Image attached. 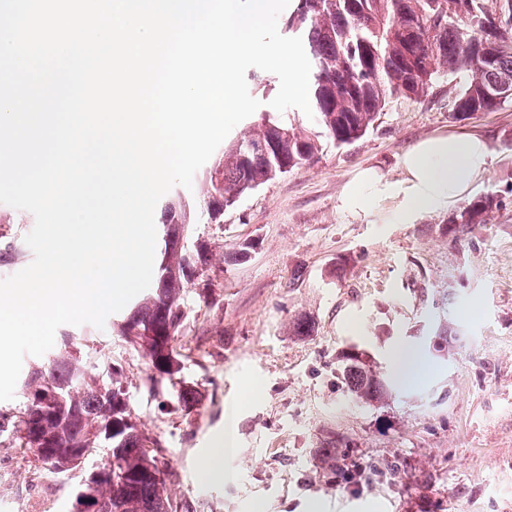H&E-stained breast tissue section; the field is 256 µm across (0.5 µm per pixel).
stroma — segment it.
<instances>
[{
    "label": "stroma",
    "instance_id": "stroma-1",
    "mask_svg": "<svg viewBox=\"0 0 512 512\" xmlns=\"http://www.w3.org/2000/svg\"><path fill=\"white\" fill-rule=\"evenodd\" d=\"M476 133L493 152L468 200L492 193L500 206L467 235L449 212L412 224H372L345 213L355 175L377 168L401 177L418 141ZM30 212L0 204V275L28 266ZM186 245L208 269L190 286L188 318L175 341L180 375L149 392L154 369L127 343L112 314L104 327L63 325L79 368L112 364L140 429L162 447L167 488L193 512H512V105L468 118L448 106L439 79L418 101L390 102L374 129L243 196L219 223L192 224ZM406 345L425 372L400 379L391 353ZM368 352L396 389L370 406L352 403L337 355ZM258 389L243 399L246 386ZM238 409L232 481L205 483L196 460ZM360 472L331 474L324 448ZM72 482L35 468L31 455L0 443V512H73Z\"/></svg>",
    "mask_w": 512,
    "mask_h": 512
}]
</instances>
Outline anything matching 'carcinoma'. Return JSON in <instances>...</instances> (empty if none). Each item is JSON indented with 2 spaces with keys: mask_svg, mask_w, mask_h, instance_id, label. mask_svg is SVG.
Instances as JSON below:
<instances>
[{
  "mask_svg": "<svg viewBox=\"0 0 512 512\" xmlns=\"http://www.w3.org/2000/svg\"><path fill=\"white\" fill-rule=\"evenodd\" d=\"M504 12H493L484 0H294L286 28L303 41L311 63L310 106L319 132L308 135L275 112L262 113L255 127L224 148L223 159L206 178L202 211L210 223L241 196L284 174L280 163L246 165L239 148L267 140L275 130L286 132L283 152L288 170L311 163L326 139L338 146L362 138L393 100H419L438 75L465 74V85L451 97L452 112L468 117L496 112L512 104V0ZM498 206L486 194L449 218L465 235L487 223ZM198 219L196 208L180 200L167 208L165 223L175 240L162 252L166 278L156 275L118 330L149 357L161 376L181 373L172 346L188 317L186 285L203 275L202 249L187 253L180 244L184 227ZM70 351L48 365L29 371L19 411L0 413V439H13L34 453L37 468L65 477L87 469L102 451L111 470L96 476L90 468L76 489L78 512H189V505L167 491L166 472L133 420L127 393L110 369L104 381L79 372ZM364 352L342 356L347 393L356 404H370L384 395V385Z\"/></svg>",
  "mask_w": 512,
  "mask_h": 512,
  "instance_id": "carcinoma-1",
  "label": "carcinoma"
}]
</instances>
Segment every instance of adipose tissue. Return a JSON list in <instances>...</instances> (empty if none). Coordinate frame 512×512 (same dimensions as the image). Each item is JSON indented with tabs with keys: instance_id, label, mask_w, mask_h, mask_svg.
Listing matches in <instances>:
<instances>
[{
	"instance_id": "ef3b65f1",
	"label": "adipose tissue",
	"mask_w": 512,
	"mask_h": 512,
	"mask_svg": "<svg viewBox=\"0 0 512 512\" xmlns=\"http://www.w3.org/2000/svg\"><path fill=\"white\" fill-rule=\"evenodd\" d=\"M491 160L488 142L474 134L436 136L420 141L401 159V178L387 181L376 169L360 171L344 190L342 209L356 219L375 217L387 224H411L458 204ZM237 415L224 414V432L196 468L202 480L232 479Z\"/></svg>"
}]
</instances>
